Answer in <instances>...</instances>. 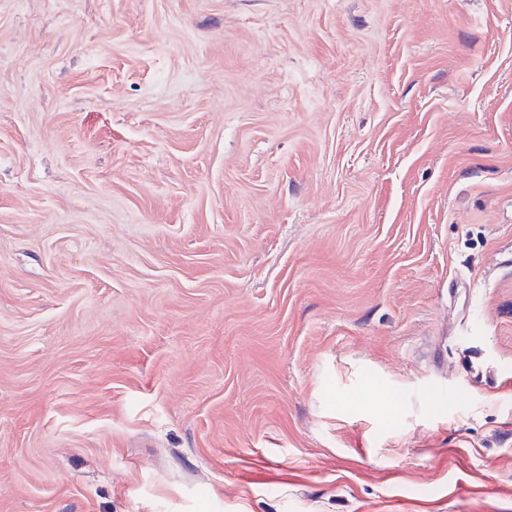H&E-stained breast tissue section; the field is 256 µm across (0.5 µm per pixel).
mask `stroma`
Here are the masks:
<instances>
[{
    "mask_svg": "<svg viewBox=\"0 0 512 512\" xmlns=\"http://www.w3.org/2000/svg\"><path fill=\"white\" fill-rule=\"evenodd\" d=\"M0 512H512V0H0Z\"/></svg>",
    "mask_w": 512,
    "mask_h": 512,
    "instance_id": "1",
    "label": "stroma"
}]
</instances>
